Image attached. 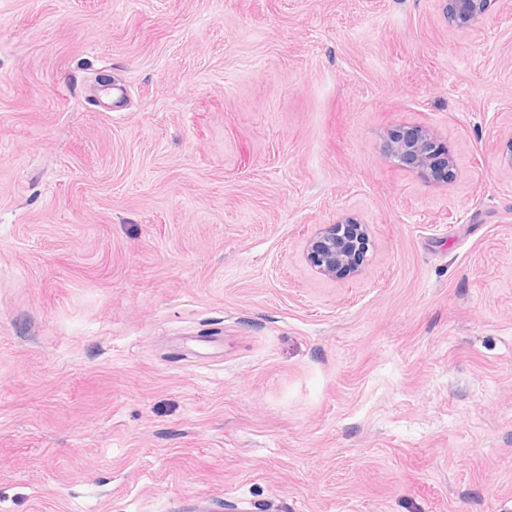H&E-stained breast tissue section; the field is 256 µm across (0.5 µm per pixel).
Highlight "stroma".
<instances>
[{
    "instance_id": "obj_1",
    "label": "stroma",
    "mask_w": 512,
    "mask_h": 512,
    "mask_svg": "<svg viewBox=\"0 0 512 512\" xmlns=\"http://www.w3.org/2000/svg\"><path fill=\"white\" fill-rule=\"evenodd\" d=\"M511 150L505 0H0V512H512ZM448 24L457 30H467L480 22L490 0H444ZM383 152L404 168L448 180L453 160L448 146L426 127L404 126L389 137ZM369 239L363 225L347 217L329 224L307 243L309 262L326 277L355 273L364 262Z\"/></svg>"
}]
</instances>
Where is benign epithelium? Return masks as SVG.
<instances>
[{"instance_id":"7a95c632","label":"benign epithelium","mask_w":512,"mask_h":512,"mask_svg":"<svg viewBox=\"0 0 512 512\" xmlns=\"http://www.w3.org/2000/svg\"><path fill=\"white\" fill-rule=\"evenodd\" d=\"M448 24L467 30L480 22L490 0H444ZM389 159L423 175L448 177L453 160L445 145L429 129L404 126L384 145ZM369 239L363 225L347 217L329 224L307 243L309 262L326 277L355 273L364 262Z\"/></svg>"}]
</instances>
